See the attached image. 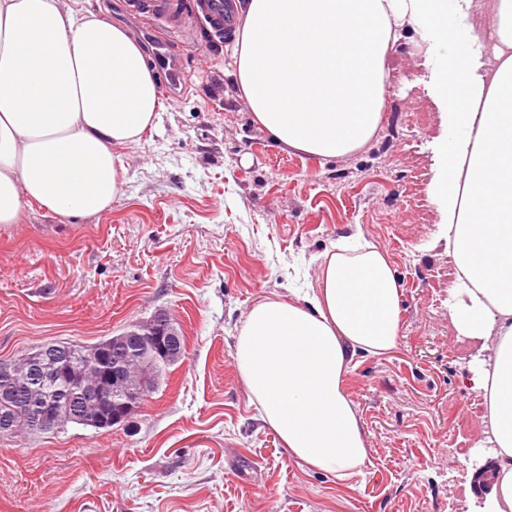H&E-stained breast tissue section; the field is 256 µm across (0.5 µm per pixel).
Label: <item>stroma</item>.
<instances>
[{"label":"stroma","instance_id":"1","mask_svg":"<svg viewBox=\"0 0 512 512\" xmlns=\"http://www.w3.org/2000/svg\"><path fill=\"white\" fill-rule=\"evenodd\" d=\"M190 90L162 97L110 208L63 222L33 203L0 224V362L89 345L168 313L185 352L124 423L0 434V512H475L483 416L468 405L480 344L448 299V214L433 195L448 139L429 46L392 48L381 127L349 158L284 149L229 74L232 41L171 35ZM422 205L411 208L412 195ZM385 250L403 290L395 348L345 381L367 437L342 483L299 464L235 365L253 305L316 282L349 225Z\"/></svg>","mask_w":512,"mask_h":512}]
</instances>
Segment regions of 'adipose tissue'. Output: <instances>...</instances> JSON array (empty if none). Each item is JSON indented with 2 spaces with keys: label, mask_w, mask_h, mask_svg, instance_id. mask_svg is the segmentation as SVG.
Listing matches in <instances>:
<instances>
[{
  "label": "adipose tissue",
  "mask_w": 512,
  "mask_h": 512,
  "mask_svg": "<svg viewBox=\"0 0 512 512\" xmlns=\"http://www.w3.org/2000/svg\"><path fill=\"white\" fill-rule=\"evenodd\" d=\"M472 0H242L231 76L276 143L348 158L382 122L387 54L418 29L440 59L448 112L445 167L456 274L451 317L487 352L473 368L486 402L497 481L486 512H512V0L489 29L467 24ZM496 37L493 75L474 45ZM159 109L145 52L120 27L58 0H0V224L24 202L63 220L119 195L116 147L136 142ZM401 295L386 251L354 229L321 256L316 283L248 312L235 363L262 422L299 463L345 482L367 458L344 383L356 356L400 336Z\"/></svg>",
  "instance_id": "adipose-tissue-1"
}]
</instances>
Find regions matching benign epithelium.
I'll list each match as a JSON object with an SVG mask.
<instances>
[{
    "mask_svg": "<svg viewBox=\"0 0 512 512\" xmlns=\"http://www.w3.org/2000/svg\"><path fill=\"white\" fill-rule=\"evenodd\" d=\"M181 353L180 333L169 316L160 312L124 332L107 365L99 357L92 360L55 346L14 365H0V402L11 399L12 388L22 376L62 375L80 385L86 420L96 423L110 409L112 423L117 424L131 415L146 396L151 368L160 362L174 361Z\"/></svg>",
    "mask_w": 512,
    "mask_h": 512,
    "instance_id": "benign-epithelium-1",
    "label": "benign epithelium"
}]
</instances>
